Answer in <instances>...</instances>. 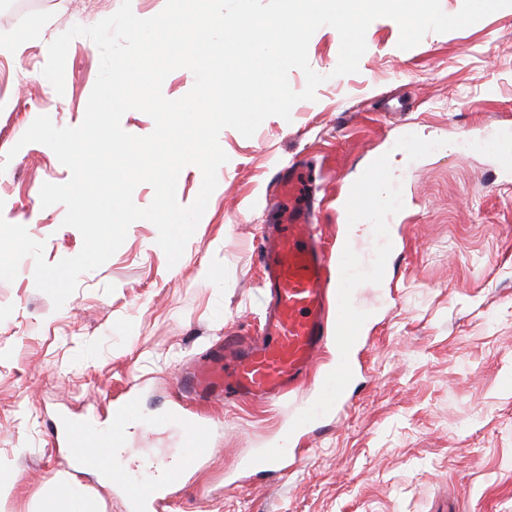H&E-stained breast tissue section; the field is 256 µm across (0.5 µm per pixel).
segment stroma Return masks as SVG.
<instances>
[{"label": "stroma", "instance_id": "obj_1", "mask_svg": "<svg viewBox=\"0 0 512 512\" xmlns=\"http://www.w3.org/2000/svg\"><path fill=\"white\" fill-rule=\"evenodd\" d=\"M120 4L50 0L24 18L0 12V215L44 242L52 264L77 255L83 239L63 225L64 206L42 208L38 196L70 172L47 146L19 140L40 115L59 127L82 122L99 50L85 37L71 42L59 94L42 74L47 46ZM399 37L395 21L376 19L358 72L338 76L335 29L313 34L309 64L324 77L315 100L290 119L268 117L249 138L221 131L229 160L176 264L154 224L138 220L62 307L36 288L32 258L0 281V481L9 484L0 512H37L62 478L96 512H126L124 487L67 466L50 421L111 426L113 405L134 388L130 484L149 478L141 459L178 456L183 434L166 421L178 376L213 343L262 322L258 241L287 210L275 201L276 172L300 161L297 200L314 207L333 244L345 229L336 199L378 153L389 157L382 190L402 186L388 226L403 251L388 281L359 291L370 319L347 405L293 440L287 472L247 475L240 462L310 400V387L275 407L209 406L214 451L162 512H512V181L466 141L512 127V7L408 50Z\"/></svg>", "mask_w": 512, "mask_h": 512}]
</instances>
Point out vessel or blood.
<instances>
[{"instance_id":"b4317fda","label":"vessel or blood","mask_w":512,"mask_h":512,"mask_svg":"<svg viewBox=\"0 0 512 512\" xmlns=\"http://www.w3.org/2000/svg\"><path fill=\"white\" fill-rule=\"evenodd\" d=\"M385 169V157H376L360 179L347 187L339 200L343 223L375 224L376 216L398 206V197L382 198L372 192ZM376 226L378 245L370 253L352 238L335 251H326L318 217L305 204L290 208L286 223L270 225L257 248L267 295L261 330L255 336L225 337L223 344L208 349L177 381L185 401L201 406L230 399L280 401L329 346L336 351V367L318 387L313 404L289 410L288 430L305 431L323 413L338 408L359 371L357 353L367 321L353 289L361 282L382 284L396 250L387 225ZM136 416L137 406L130 399L113 410L112 430L94 433L83 422L65 424L63 448L70 464L77 469H119L115 451L123 447L128 425ZM166 418L182 427L186 446L176 463H153L156 477L147 489L129 493L127 512H159L181 472L194 468L211 450L208 419L186 414L183 403L175 404ZM295 454L286 441H274L259 449L244 467L278 469Z\"/></svg>"}]
</instances>
